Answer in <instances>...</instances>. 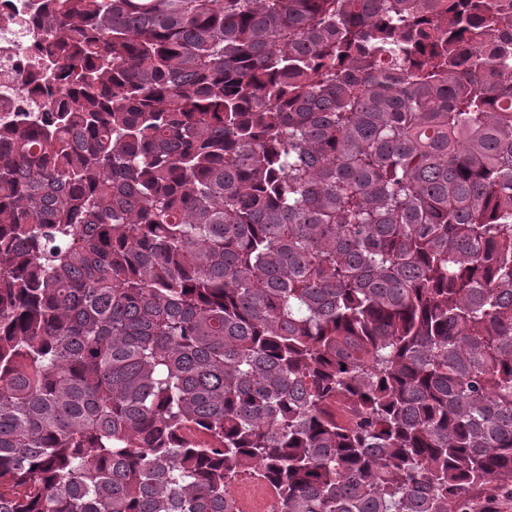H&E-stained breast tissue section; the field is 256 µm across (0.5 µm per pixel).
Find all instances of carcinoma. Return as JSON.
Returning <instances> with one entry per match:
<instances>
[{"label":"carcinoma","instance_id":"carcinoma-1","mask_svg":"<svg viewBox=\"0 0 512 512\" xmlns=\"http://www.w3.org/2000/svg\"><path fill=\"white\" fill-rule=\"evenodd\" d=\"M0 125V512L512 505V0H41Z\"/></svg>","mask_w":512,"mask_h":512}]
</instances>
